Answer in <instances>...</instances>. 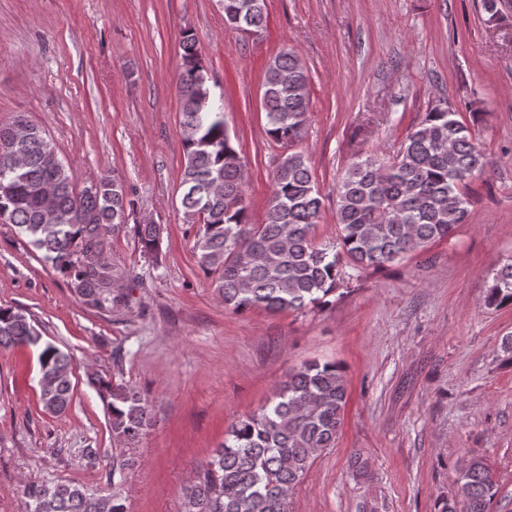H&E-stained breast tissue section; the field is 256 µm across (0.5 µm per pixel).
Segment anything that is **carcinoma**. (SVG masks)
<instances>
[{
  "instance_id": "1",
  "label": "carcinoma",
  "mask_w": 512,
  "mask_h": 512,
  "mask_svg": "<svg viewBox=\"0 0 512 512\" xmlns=\"http://www.w3.org/2000/svg\"><path fill=\"white\" fill-rule=\"evenodd\" d=\"M265 0H224V21L259 32ZM179 91L184 167V222L198 226L194 250L211 285L236 312L302 311L329 304L347 269L388 267L428 244L448 238L468 221L467 183L489 173L491 162L458 113L430 109L390 160L357 158L336 186L334 241L318 243L313 232L323 197L304 155L293 152L304 136L309 75L293 50L268 64L262 108L267 133L287 149L275 169L262 224L251 222L237 145L229 135L192 34L183 36ZM74 175L41 126L18 115L0 126V221L16 225L42 259L68 279L81 302L105 310L121 300L119 277L108 262L88 263L85 253L103 251L105 237L127 226L125 183L104 175L78 192ZM142 250L158 254L159 224L132 227ZM489 308L512 306V262L492 277ZM39 351L44 409L64 413L72 401L70 358L27 317L0 308V346ZM108 398L112 437L124 443L112 456L110 489L99 492L72 482L24 485L22 512H128L124 487L135 460L128 449L151 422V407L133 387L98 380ZM347 403L342 369L307 362L288 373L275 401L233 423L224 443L183 489V512H288L290 491L319 452L331 448ZM495 483L485 463L465 464L452 499L441 512H490Z\"/></svg>"
}]
</instances>
